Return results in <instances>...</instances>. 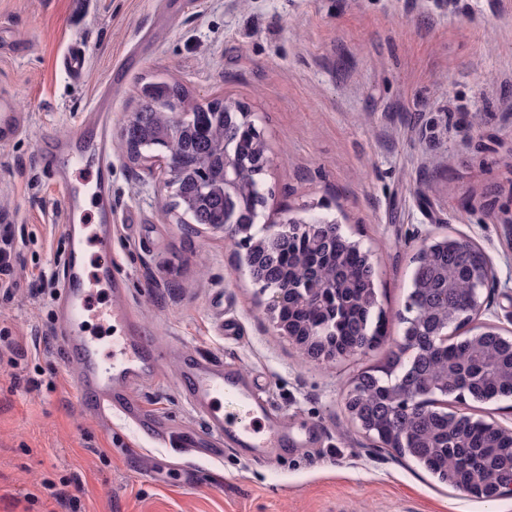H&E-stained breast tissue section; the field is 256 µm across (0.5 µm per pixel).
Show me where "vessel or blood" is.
I'll return each mask as SVG.
<instances>
[{
    "mask_svg": "<svg viewBox=\"0 0 512 512\" xmlns=\"http://www.w3.org/2000/svg\"><path fill=\"white\" fill-rule=\"evenodd\" d=\"M25 118L16 112L12 100L0 99V135L18 134ZM67 248L62 255L61 312L55 329L64 345L71 349L79 366L86 394L98 401H111L113 394L139 382L155 354L143 342L138 325L122 308L113 309L111 319L122 324L126 333L112 343L111 352L82 330L90 295L82 269V255L90 238L86 225L69 223L65 226ZM97 240L105 259L97 277L98 283L112 281V228L104 226ZM184 376L190 386V400L203 418L208 433L217 437H232L250 448L257 461H265L279 448L288 444L286 424L269 418L264 405L253 398L249 382L223 364L196 359L185 366ZM237 401L234 412H221L217 406L220 397Z\"/></svg>",
    "mask_w": 512,
    "mask_h": 512,
    "instance_id": "obj_1",
    "label": "vessel or blood"
}]
</instances>
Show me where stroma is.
<instances>
[{"mask_svg": "<svg viewBox=\"0 0 512 512\" xmlns=\"http://www.w3.org/2000/svg\"><path fill=\"white\" fill-rule=\"evenodd\" d=\"M75 42L87 57L78 78L61 64ZM158 81L252 111L269 157L260 224L325 219L370 251L381 344L306 357L271 322L240 243L180 222L163 162L129 159L122 138ZM0 97L26 115L0 142L18 283L0 293V512H512V497L476 499L378 447L345 406L353 381L397 349L425 240L484 251L498 286L481 319L512 337V235L500 223L512 207V0H0ZM68 138L90 147L67 178L83 222L111 224L124 286L101 291L84 332L108 343L123 329L103 310L137 316L160 371L131 397L158 433L117 408L94 413L55 333L66 196L44 153ZM194 356L244 372L317 440L265 462L229 444L179 447L202 426L180 382Z\"/></svg>", "mask_w": 512, "mask_h": 512, "instance_id": "1", "label": "stroma"}]
</instances>
